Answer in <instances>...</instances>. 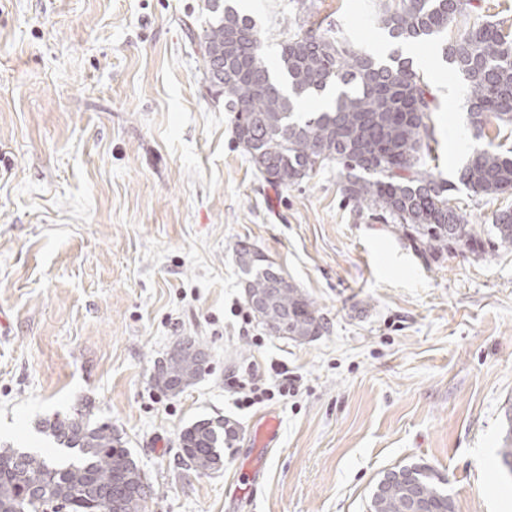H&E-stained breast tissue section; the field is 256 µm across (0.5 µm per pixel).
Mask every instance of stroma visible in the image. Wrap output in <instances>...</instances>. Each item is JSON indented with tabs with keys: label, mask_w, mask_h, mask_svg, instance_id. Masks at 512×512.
<instances>
[{
	"label": "stroma",
	"mask_w": 512,
	"mask_h": 512,
	"mask_svg": "<svg viewBox=\"0 0 512 512\" xmlns=\"http://www.w3.org/2000/svg\"><path fill=\"white\" fill-rule=\"evenodd\" d=\"M205 0H0V444L52 451L41 423L89 407L124 437L154 491L146 512H366L383 473L433 467L456 512H512L498 463L512 409V252L465 246L427 264L390 228L357 217L337 166L283 188L238 146L189 29ZM392 0H238L269 62L310 29L359 49L395 44ZM512 0H472L421 46L436 108L435 173L476 229L512 192L457 183L472 140L464 83L440 47ZM315 301L328 332L297 342L244 324L240 245ZM207 365L179 394L153 385L183 338ZM295 395L239 408L242 383ZM274 413L277 442L255 446ZM238 427L220 471L178 458L200 419ZM261 461V477L244 473Z\"/></svg>",
	"instance_id": "35a3bbf8"
}]
</instances>
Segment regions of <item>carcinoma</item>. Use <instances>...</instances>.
I'll return each instance as SVG.
<instances>
[{"instance_id":"1","label":"carcinoma","mask_w":512,"mask_h":512,"mask_svg":"<svg viewBox=\"0 0 512 512\" xmlns=\"http://www.w3.org/2000/svg\"><path fill=\"white\" fill-rule=\"evenodd\" d=\"M470 0H397L377 23L401 43L426 42L448 28ZM208 26L195 35L206 81L234 113L237 143L247 141L250 159L264 179L281 187L301 182L329 163L340 166L343 194L357 212L379 213L422 257L434 259L464 245L477 257L512 250V209L499 210L491 228L478 231L449 204L448 182L426 167L434 129L429 86L410 59L394 51L371 56L344 35L308 30L281 44L278 62L266 61L264 41L252 17L235 7L206 0ZM445 61L466 81L468 123L478 144L458 181L474 195L512 190V157L483 143L485 127L512 125V32L486 16L443 48ZM336 96L319 112H302V102ZM238 265L256 295L276 293L261 324L276 334L305 339L326 331L323 317L294 284L273 266ZM200 344L183 339L154 375L157 387L176 393L192 384L203 366ZM499 450L501 467L512 473V416ZM42 428L71 452L60 463L24 448L0 446V512H145L152 485L132 458L122 435L78 409L43 422ZM237 430L228 420L202 419L180 434V458L204 474L224 460ZM430 466H397L378 480L367 512H415L423 503L434 512H455Z\"/></svg>"}]
</instances>
